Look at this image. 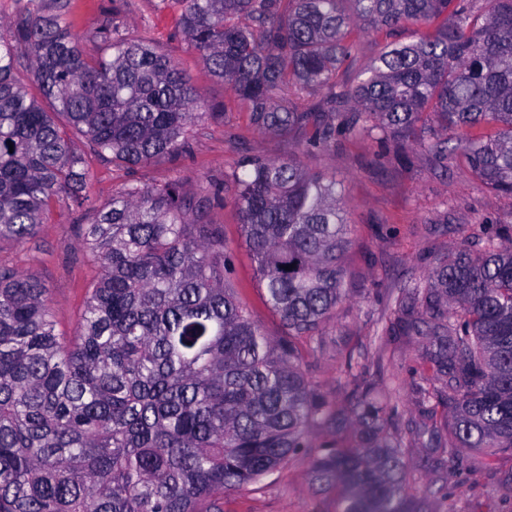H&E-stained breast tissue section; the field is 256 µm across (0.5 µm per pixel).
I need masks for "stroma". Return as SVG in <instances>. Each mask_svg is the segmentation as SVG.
<instances>
[{"label": "stroma", "instance_id": "1", "mask_svg": "<svg viewBox=\"0 0 512 512\" xmlns=\"http://www.w3.org/2000/svg\"><path fill=\"white\" fill-rule=\"evenodd\" d=\"M40 5L67 14L87 55L101 51L96 33L109 25L153 42L201 91L209 116L191 128L184 153L126 169L76 141L88 163L86 193L100 207L128 183L147 187L175 180L182 196L197 205L206 189L220 187V200L204 205V220L221 227L232 259L229 278L268 336H281L284 329L258 287L231 175L244 157L293 154L309 170L344 182L351 239L342 259L348 296L322 327L307 360L309 377L329 400L367 386L395 408L409 474L406 512H512V452L430 446L431 432L448 421V400L437 396L439 382L422 376L429 340L391 329L404 288L424 284L439 259L458 250L479 253L492 241L512 242L502 235L512 227V201L495 196L464 158L450 162L447 170L436 169L420 145L407 148L400 159L366 135L312 148L304 136L258 130L249 121L247 103L188 47L177 27L179 8L171 0H41ZM92 217L91 211L59 201L26 243H0V268L34 272L49 288L58 329L68 336L75 334L87 292L100 273L79 245L81 228ZM313 458V452L301 453L257 489L226 495L224 512H334L331 497L312 485Z\"/></svg>", "mask_w": 512, "mask_h": 512}]
</instances>
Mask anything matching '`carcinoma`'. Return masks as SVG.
I'll use <instances>...</instances> for the list:
<instances>
[{
  "label": "carcinoma",
  "instance_id": "carcinoma-1",
  "mask_svg": "<svg viewBox=\"0 0 512 512\" xmlns=\"http://www.w3.org/2000/svg\"><path fill=\"white\" fill-rule=\"evenodd\" d=\"M187 45L247 101L262 130L310 147L365 134L455 140L477 178L512 200V0H175ZM424 26L354 68L353 31ZM89 56L65 12L27 0L0 38V242L32 238L63 197L88 200L76 130L112 164L187 149L204 100L173 61L108 28ZM27 54L45 111L16 74ZM321 92L312 105L273 95ZM492 125L491 134L469 130ZM234 205L268 306L266 335L232 288L224 234L175 182L129 183L94 212L81 245L97 259L75 335L50 290L0 268V512H224L332 430L311 472L336 512H405L407 469L388 406L368 387L331 402L305 374L311 343L346 297L345 189L290 156L245 157ZM292 269L287 270L285 266ZM428 318V361L452 407L448 444L512 451V246L444 257L406 295Z\"/></svg>",
  "mask_w": 512,
  "mask_h": 512
}]
</instances>
